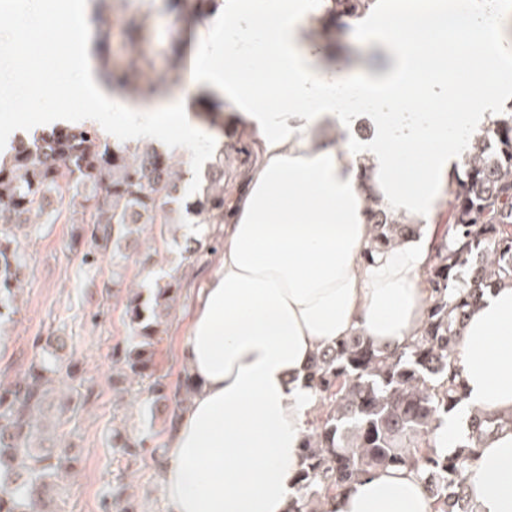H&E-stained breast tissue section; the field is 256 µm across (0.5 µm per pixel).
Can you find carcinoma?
I'll return each instance as SVG.
<instances>
[{"label": "carcinoma", "instance_id": "cac0c4a2", "mask_svg": "<svg viewBox=\"0 0 512 512\" xmlns=\"http://www.w3.org/2000/svg\"><path fill=\"white\" fill-rule=\"evenodd\" d=\"M373 0H330L323 35L363 15ZM128 44L145 38L144 19L122 20ZM146 61L128 59L108 68L104 79L139 95L178 80L150 78ZM208 185L191 206L201 224L224 223V155L210 165ZM181 175L172 158L151 144L104 137L93 126L58 127L33 140L12 144L0 162V318L15 309L24 266L14 229L55 223L66 208L81 209L90 255L138 244L146 266L154 252L141 242L150 224L179 223ZM446 229L436 231L425 281L432 300L417 332L404 347L380 348L355 333L313 356L308 379L318 397L301 453L296 490L288 512H330L329 501L353 488L375 468L416 471L433 500L434 512H472L467 471L476 448L504 429L512 415L476 410L469 433L454 452L435 450V429L465 400L456 365L465 316L489 289L512 284V107L495 126L474 135L466 161L453 178ZM374 226L372 248L386 247L414 231L368 201ZM180 282L171 273L144 289L128 292L125 317L130 330L114 363L147 384L150 399L165 389L156 369V345L164 319L176 302ZM74 372L57 355L31 362L23 377L0 379V512H57L50 490L65 462L57 448L42 444L40 425L54 377Z\"/></svg>", "mask_w": 512, "mask_h": 512}]
</instances>
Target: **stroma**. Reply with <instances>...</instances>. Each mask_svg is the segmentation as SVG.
Listing matches in <instances>:
<instances>
[{"label": "stroma", "instance_id": "1", "mask_svg": "<svg viewBox=\"0 0 512 512\" xmlns=\"http://www.w3.org/2000/svg\"><path fill=\"white\" fill-rule=\"evenodd\" d=\"M100 15L112 21L109 66H122L132 52L148 55L154 71L172 75L177 61L170 41L187 26L185 16L173 12L168 0H99ZM149 13L150 26L143 42L129 46L120 19ZM217 136L223 144L225 171L232 181L242 180L251 167L238 149L246 137L243 122L221 112ZM79 214L66 212L54 224L23 240L27 265L21 273L17 312L0 319V373L22 375L31 358L47 350V337H62V360L72 362L91 393L76 411L59 414L57 402L67 399L66 379H59L46 435L71 448L79 462L58 483L59 512H103L105 499L118 512H166L158 479L166 463L165 437L176 412V399L184 398L188 372L181 345L192 315L198 288L214 270L215 248L223 240L212 229L207 246L197 247L192 235L164 230L154 224L142 237L156 251L154 263L142 266L135 255L114 261L99 255L94 265L82 261L84 245L75 243ZM175 270L181 293L157 346V373L165 384V399L151 404L137 396L139 385L113 363V352L125 345L129 328L124 305L129 289L152 281L162 271ZM146 439L144 450L125 455L113 447V433Z\"/></svg>", "mask_w": 512, "mask_h": 512}]
</instances>
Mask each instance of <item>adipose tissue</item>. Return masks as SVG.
I'll return each mask as SVG.
<instances>
[{
	"mask_svg": "<svg viewBox=\"0 0 512 512\" xmlns=\"http://www.w3.org/2000/svg\"><path fill=\"white\" fill-rule=\"evenodd\" d=\"M96 0H69L75 26L25 18L36 39L54 33L79 53L67 67L95 119L129 143L153 141L178 158L210 163L222 144L199 114L215 101L239 114L259 157L238 186L224 247L199 289L183 351L192 391L167 437L160 476L167 512H287L301 446L317 406L306 382L312 357L359 333L403 346L431 302L422 284L431 234L370 249L367 199L407 224L431 226L448 198L472 136L512 104V0L489 11L472 0L448 21L447 0L430 10L374 0L355 24L371 48L352 81L380 111L373 135L350 136V113L331 90L333 63L314 32L327 0H222L197 26L190 64L173 93L129 98L100 78ZM13 44L0 48V112L39 105ZM466 99L467 111H449ZM426 108L418 124L388 121L385 108ZM347 134L344 145L323 131ZM466 400L436 429L437 450L467 437L470 408L512 413V285L470 310L458 348ZM475 512H512V430L478 448L467 480ZM335 512H433L421 477L377 468L340 495Z\"/></svg>",
	"mask_w": 512,
	"mask_h": 512,
	"instance_id": "1",
	"label": "adipose tissue"
}]
</instances>
